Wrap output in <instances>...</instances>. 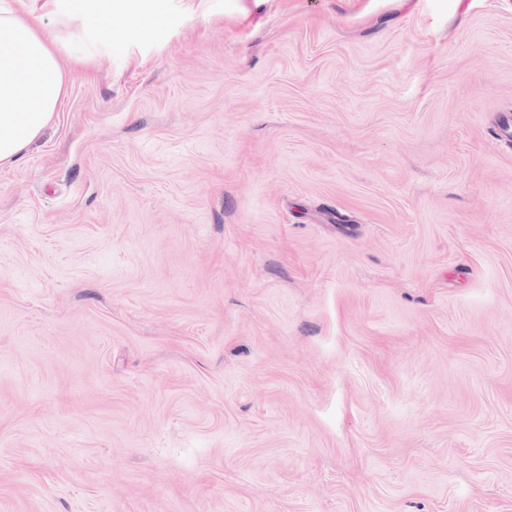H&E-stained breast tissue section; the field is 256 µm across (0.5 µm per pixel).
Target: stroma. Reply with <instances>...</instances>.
I'll return each instance as SVG.
<instances>
[{"mask_svg": "<svg viewBox=\"0 0 512 512\" xmlns=\"http://www.w3.org/2000/svg\"><path fill=\"white\" fill-rule=\"evenodd\" d=\"M0 170V512H512V0H145Z\"/></svg>", "mask_w": 512, "mask_h": 512, "instance_id": "stroma-1", "label": "stroma"}]
</instances>
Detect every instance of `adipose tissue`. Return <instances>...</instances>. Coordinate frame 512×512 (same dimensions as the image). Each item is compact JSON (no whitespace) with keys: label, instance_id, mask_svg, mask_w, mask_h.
I'll list each match as a JSON object with an SVG mask.
<instances>
[{"label":"adipose tissue","instance_id":"1","mask_svg":"<svg viewBox=\"0 0 512 512\" xmlns=\"http://www.w3.org/2000/svg\"><path fill=\"white\" fill-rule=\"evenodd\" d=\"M37 0H0V168L16 166L41 139L67 95L53 12ZM71 13L103 40L112 37V15L144 25L139 0H71Z\"/></svg>","mask_w":512,"mask_h":512}]
</instances>
